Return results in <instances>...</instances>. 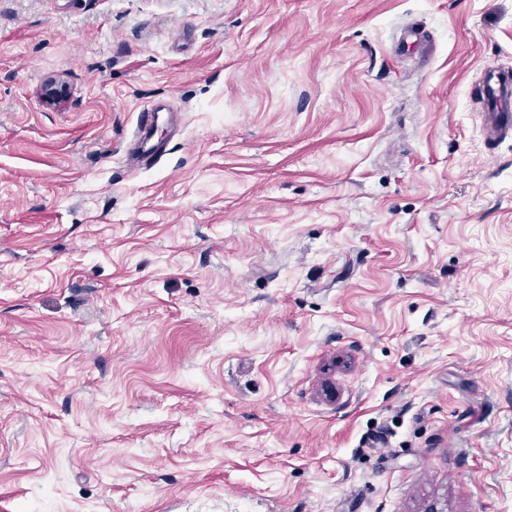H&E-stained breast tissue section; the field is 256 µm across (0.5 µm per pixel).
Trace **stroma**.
I'll return each instance as SVG.
<instances>
[{
  "label": "stroma",
  "mask_w": 512,
  "mask_h": 512,
  "mask_svg": "<svg viewBox=\"0 0 512 512\" xmlns=\"http://www.w3.org/2000/svg\"><path fill=\"white\" fill-rule=\"evenodd\" d=\"M491 65L512 0H0V512H512ZM162 110L160 107L154 105L151 108L144 109L139 112L136 122V131L134 135L135 145H140L142 155L146 158L145 163L153 161L155 158L160 157L164 150L162 144L152 143V131L157 125ZM162 150V151H161Z\"/></svg>",
  "instance_id": "stroma-1"
}]
</instances>
